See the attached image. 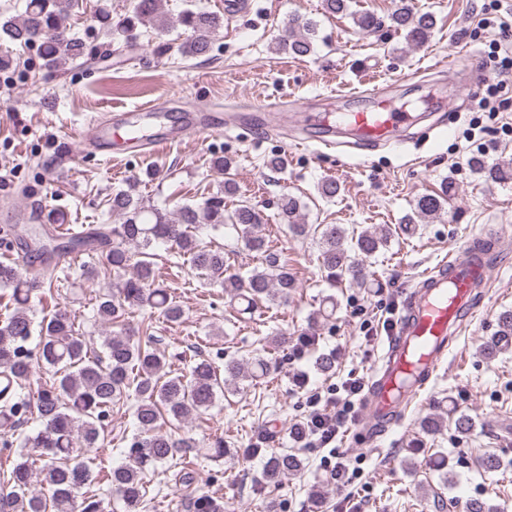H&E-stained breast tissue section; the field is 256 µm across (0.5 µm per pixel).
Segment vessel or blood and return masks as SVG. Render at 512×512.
I'll use <instances>...</instances> for the list:
<instances>
[{"label": "vessel or blood", "instance_id": "vessel-or-blood-1", "mask_svg": "<svg viewBox=\"0 0 512 512\" xmlns=\"http://www.w3.org/2000/svg\"><path fill=\"white\" fill-rule=\"evenodd\" d=\"M340 118L366 139L376 140L408 123L411 115L384 111L376 99L369 108L341 113ZM113 132L111 121H95L75 137L83 147L108 155ZM482 272L481 259L468 244L418 282L386 354L374 369L375 380L350 437L353 444L373 443L398 417L397 400L418 396L424 390L448 349L449 335L459 333L474 312L476 283Z\"/></svg>", "mask_w": 512, "mask_h": 512}]
</instances>
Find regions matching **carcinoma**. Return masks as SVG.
<instances>
[{
    "label": "carcinoma",
    "instance_id": "carcinoma-1",
    "mask_svg": "<svg viewBox=\"0 0 512 512\" xmlns=\"http://www.w3.org/2000/svg\"><path fill=\"white\" fill-rule=\"evenodd\" d=\"M78 0H26L24 11L0 24V33L19 45L37 43L45 65L59 71L69 61L92 58L100 49L110 53L133 46L139 26L149 23L154 29H168L167 19L159 12L160 0H134L132 11L118 23L105 8L98 10L95 21L110 38L102 46L89 44L70 32L67 15ZM362 33H375L383 21L370 11L353 14ZM390 27L404 34L412 45L422 46L431 37L436 19L430 13H415L408 5L397 6L389 14ZM188 37L180 46L184 56L201 57L209 53L212 35L221 27L222 18L206 11L184 10L177 19ZM290 35L279 42L282 50L305 56L313 50V24L295 16L289 22ZM472 164L494 183L512 181V165L487 164L476 157ZM139 179L127 182V188L112 191L109 208L114 224L90 226L66 239L43 232L34 225L28 229L35 237L37 252L50 257L67 258L73 253L98 250L112 269V287L95 296V318L103 324L116 325L135 311L158 312L166 320L177 322L184 311L169 288L154 273L152 254L158 242L175 246L192 269L213 284L224 288L232 299L246 303L242 312L250 313L258 304L288 301V292L296 287L288 264L281 254L270 249L260 234L266 223L260 209L240 204L226 209L224 195L234 192V182L224 180V191L194 203H185L173 213L147 206L136 195ZM319 196L332 200L342 192V184L323 179L317 187ZM448 190L423 195L415 203L420 218L439 214L447 203ZM280 214L288 231L295 236H318L319 262L331 284L347 275L360 284L368 282L370 271L364 261L387 246L398 235L414 236L419 225L414 221L386 226L378 231H348L340 224H307L302 205L293 195L281 198ZM229 228L236 232L244 249L260 256L263 269L243 275L230 266L223 248L201 236L203 229ZM21 262H0V288L8 291L5 314L0 319V434L14 430L18 416L35 408L42 424L36 435L23 444L40 451L39 490H30L33 462L19 454L11 470L3 475L0 512H106L104 499L92 494L78 497V491L93 485H106L123 504V512H138L146 495V474L176 457L183 448H198L186 438L177 439L166 430L172 421L180 422L192 414L203 415L216 403L218 394L241 381L265 377L272 363L262 355L246 361L235 356L217 365L204 358L178 356L184 368L155 348L156 338L147 341L130 332H115L102 339V351L94 348V338L75 329L70 313L53 309L40 321L33 318L28 304L44 291L43 282L26 277ZM39 327L35 348H26L34 327ZM512 342V310L502 312L498 329L484 346V353L495 357ZM44 368L51 381L39 387L34 401L26 399L23 389L31 384L37 368ZM132 397L136 404L133 417L137 432L131 438L128 461L107 470L92 467L89 454L103 447L107 440L105 420L112 403ZM303 468L302 460L286 451L274 454L263 465L262 479L277 484L280 478ZM194 512H224L218 499L201 495L193 502Z\"/></svg>",
    "mask_w": 512,
    "mask_h": 512
}]
</instances>
